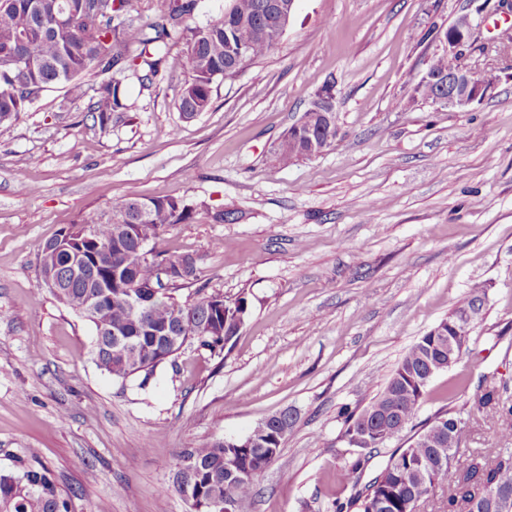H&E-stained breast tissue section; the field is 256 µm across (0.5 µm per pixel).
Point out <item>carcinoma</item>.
I'll list each match as a JSON object with an SVG mask.
<instances>
[{"mask_svg": "<svg viewBox=\"0 0 512 512\" xmlns=\"http://www.w3.org/2000/svg\"><path fill=\"white\" fill-rule=\"evenodd\" d=\"M268 0H230L224 16L204 25L193 23L198 0H159L163 23L139 22L140 0H0V126L8 125L34 103L32 94L55 84L67 88L73 99L91 96L89 111L104 119L110 112L130 108L116 73L129 71L141 86L159 75L186 69L190 78L178 89L176 103L182 115L191 119L211 105V85L219 77L231 78L248 62L265 57L279 41L283 29L259 25ZM72 13L67 26L59 25L61 12ZM183 44L180 53L171 43ZM280 152L269 156L273 164L307 158L303 139L280 143ZM195 208L179 197H122L108 210L82 220L94 228L93 240L79 237V226L71 225L53 241L81 251L88 265L102 250L112 251V287L103 288L92 269L75 276L69 267L56 270L58 288L51 294L66 306L83 296H103L98 320L92 321L96 336L93 346L97 366L118 379L141 375L148 380L157 367L175 354L163 346L165 337L154 331L176 324L179 334L218 356L233 348L250 315L245 293L232 299L205 295L199 275L187 279L174 271L166 278L160 298L152 303L146 320L139 319L128 303V285L159 278L160 262L125 265L124 253L135 243L124 231L126 224L143 225L144 236L156 242L161 233L193 218ZM195 288L197 298L180 301L175 293ZM483 286L476 285L463 302L448 314L457 329L442 333L429 331L404 355L396 369L368 406H386L410 425L427 395L428 372L448 369V337L459 348L466 345L472 323L464 315H479L485 303ZM133 335L135 350L124 358L113 355L112 333ZM467 413L484 415L498 411L503 418L502 438L512 437V407L502 406L496 382L483 379L466 402ZM393 425L381 416L369 426V441L380 448L393 440ZM254 432L263 434L264 448H227L222 441L185 449L180 460L190 464L174 476L176 492L195 509L211 500H221L233 512H244L255 494V480L275 461L284 440L259 423ZM461 414L446 410L436 414L432 425L409 438L408 445L390 456L386 467L372 482L358 488L366 463L358 455L341 469L343 483L352 493L336 502V512H413L418 492L448 477V460L456 458L462 444ZM454 489L448 496V512H471V506L485 500L488 491L512 492V452L489 459L483 455L456 463ZM0 512H69V495L61 490L50 470L40 465L20 472H0Z\"/></svg>", "mask_w": 512, "mask_h": 512, "instance_id": "carcinoma-1", "label": "carcinoma"}]
</instances>
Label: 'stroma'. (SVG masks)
Instances as JSON below:
<instances>
[{
    "label": "stroma",
    "instance_id": "35a3bbf8",
    "mask_svg": "<svg viewBox=\"0 0 512 512\" xmlns=\"http://www.w3.org/2000/svg\"><path fill=\"white\" fill-rule=\"evenodd\" d=\"M498 0H296L286 31L191 119L176 70L127 77L131 111L99 120L55 87L0 128V468L40 461L72 512H192L173 489L184 448L295 423L249 512H334L349 489L343 410L363 409L412 345L486 287L483 316L413 421L460 410L480 378L512 385V13ZM463 13L498 75L469 111L415 88ZM338 134L324 153L268 154L322 88ZM28 182L34 193L21 191ZM198 207L158 249L192 254L207 291L246 293L225 358L185 346L147 384L93 361L95 329L42 286L46 240L118 197ZM235 206L242 220L215 223ZM495 416L470 418L460 458L495 456Z\"/></svg>",
    "mask_w": 512,
    "mask_h": 512
}]
</instances>
